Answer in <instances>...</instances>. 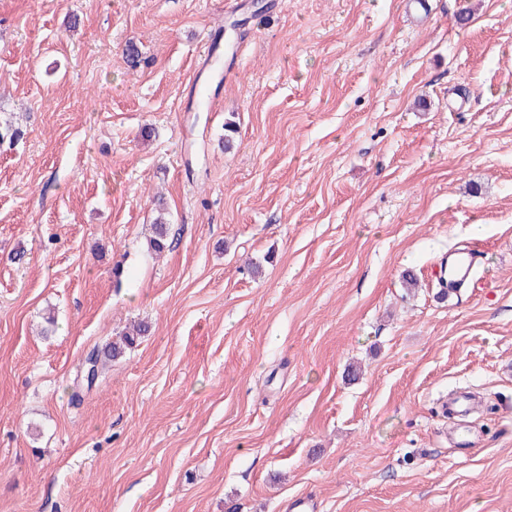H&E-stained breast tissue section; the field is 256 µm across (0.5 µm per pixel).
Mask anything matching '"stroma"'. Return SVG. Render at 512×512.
<instances>
[{
    "mask_svg": "<svg viewBox=\"0 0 512 512\" xmlns=\"http://www.w3.org/2000/svg\"><path fill=\"white\" fill-rule=\"evenodd\" d=\"M224 2L0 0V512H512V0ZM163 208L159 207L158 216L153 224H150V236L147 240L148 250L155 254H160L169 250L170 242V224L167 223ZM475 258L467 252H452L448 254L449 283L457 285L466 282L472 273ZM148 331L147 326L137 325L131 331L123 333L112 342H108L104 347L92 350L85 358V370L82 382L86 386L92 387L98 375L99 367L106 366L110 361L117 359L125 353L126 349H131L139 343L142 336Z\"/></svg>",
    "mask_w": 512,
    "mask_h": 512,
    "instance_id": "obj_1",
    "label": "stroma"
}]
</instances>
